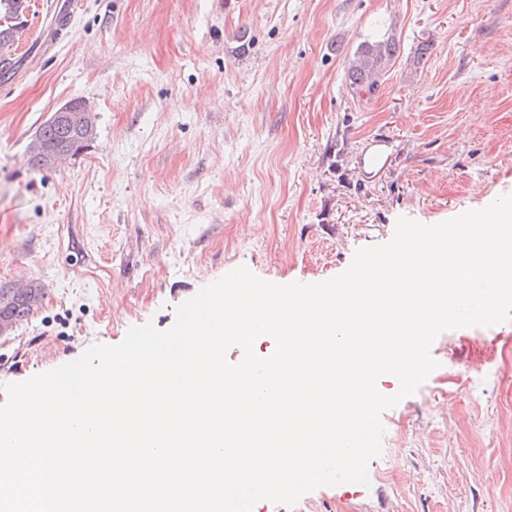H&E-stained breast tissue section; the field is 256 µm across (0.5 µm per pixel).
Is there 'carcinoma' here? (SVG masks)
I'll list each match as a JSON object with an SVG mask.
<instances>
[{
	"mask_svg": "<svg viewBox=\"0 0 512 512\" xmlns=\"http://www.w3.org/2000/svg\"><path fill=\"white\" fill-rule=\"evenodd\" d=\"M26 0H0V22H9L18 15ZM13 42L0 36V78L4 79L14 69L16 61L11 57ZM400 54V40L395 33H386L380 39H365L348 57L346 79L354 94L371 97L379 90L386 74ZM96 123L85 125L82 120L47 126L42 129L41 137L46 153L53 152L60 143L66 142L76 152H81L96 138ZM32 310L27 306H18L0 288V319L6 318L15 324L28 319Z\"/></svg>",
	"mask_w": 512,
	"mask_h": 512,
	"instance_id": "carcinoma-1",
	"label": "carcinoma"
}]
</instances>
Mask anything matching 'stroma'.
<instances>
[{"label": "stroma", "mask_w": 512, "mask_h": 512, "mask_svg": "<svg viewBox=\"0 0 512 512\" xmlns=\"http://www.w3.org/2000/svg\"><path fill=\"white\" fill-rule=\"evenodd\" d=\"M31 0L0 82V283L42 304L0 337L2 385L160 330L237 267L319 283L405 216L434 225L512 195V0ZM393 28L378 93L348 56ZM425 55H418L420 45ZM86 99L90 146L37 172L28 148ZM437 368L382 414L368 485L253 512H512V320L440 334Z\"/></svg>", "instance_id": "1"}]
</instances>
